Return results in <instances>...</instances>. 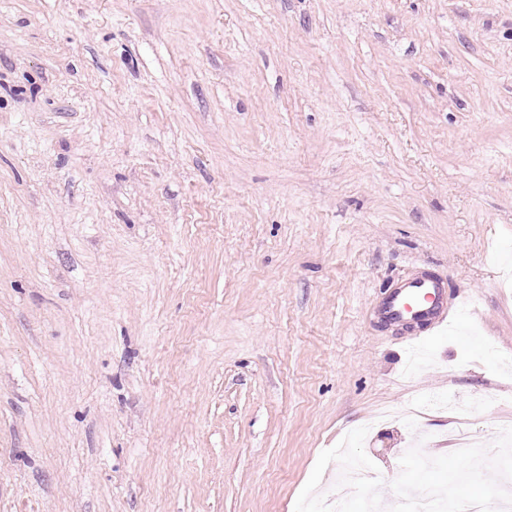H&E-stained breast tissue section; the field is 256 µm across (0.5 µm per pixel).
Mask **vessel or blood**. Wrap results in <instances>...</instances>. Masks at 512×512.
<instances>
[{"label":"vessel or blood","mask_w":512,"mask_h":512,"mask_svg":"<svg viewBox=\"0 0 512 512\" xmlns=\"http://www.w3.org/2000/svg\"><path fill=\"white\" fill-rule=\"evenodd\" d=\"M383 314L388 321L426 324L434 331L452 320L444 284L426 273L395 288L383 304Z\"/></svg>","instance_id":"1"}]
</instances>
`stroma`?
<instances>
[{
  "instance_id": "obj_1",
  "label": "stroma",
  "mask_w": 512,
  "mask_h": 512,
  "mask_svg": "<svg viewBox=\"0 0 512 512\" xmlns=\"http://www.w3.org/2000/svg\"><path fill=\"white\" fill-rule=\"evenodd\" d=\"M511 253L512 0H0V512H294L366 423L393 506L512 427ZM460 309L461 304L458 301L455 312H448L444 284L435 276L426 273L395 288L383 304V314L388 321L429 324V332L433 333L451 322Z\"/></svg>"
}]
</instances>
